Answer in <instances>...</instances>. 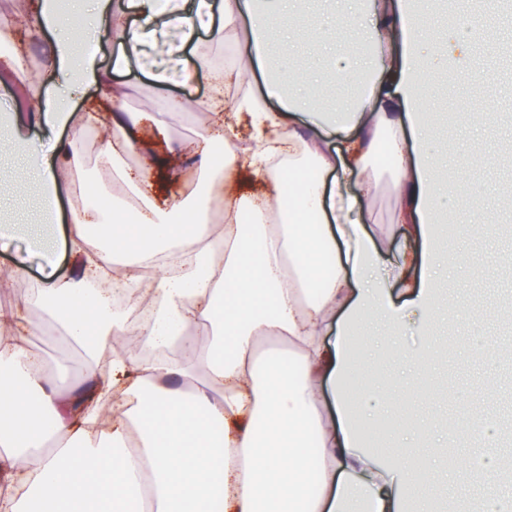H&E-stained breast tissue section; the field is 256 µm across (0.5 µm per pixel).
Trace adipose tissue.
<instances>
[{
  "label": "adipose tissue",
  "mask_w": 512,
  "mask_h": 512,
  "mask_svg": "<svg viewBox=\"0 0 512 512\" xmlns=\"http://www.w3.org/2000/svg\"><path fill=\"white\" fill-rule=\"evenodd\" d=\"M93 2L94 26L119 47L108 67L96 54L75 53L54 0L0 27V44L11 47L0 53V73L33 101L32 113L12 114L0 152L18 155L35 121L52 146L34 176L53 196L62 193L56 171L78 163L58 133L80 135L93 115L65 106L46 72L30 73L18 35L54 34V64L69 94L94 86L116 105L126 87L114 72L148 57L170 27L183 30L165 49L177 61L194 33L222 40L247 23L252 37L239 43L227 76L247 93L196 103L202 135L191 151L203 183L168 209L145 191L150 172L125 161L135 120L115 108L105 115L100 163L130 193L72 209L60 235L74 273L51 274L31 300L42 312L37 331L82 347L94 364L75 389L55 392L18 314L0 310V512H407L415 486L417 512H435L438 499L453 496L456 475L495 479L499 422L485 423L474 442L483 468L455 455L416 458L404 425L392 435L397 455L384 461L363 446L367 426L343 390L353 323L377 314L399 336L411 314L428 324L439 315L433 224L458 181L428 150L432 118L421 90L434 69H472L488 25L475 19L430 32L435 0L337 7L313 35L329 51V79L357 84L360 97L337 101L325 120L301 94L308 75L290 68L278 80L267 76L268 55L296 27L290 0L270 10L257 0ZM339 29L369 41L371 53L334 52ZM381 156L396 175L393 221L404 227L394 290L369 279L385 263L365 207ZM304 158L315 179H305ZM126 211L133 223H114ZM145 266L146 342L161 352L189 349L183 360L139 357L108 319L113 285L141 283ZM197 322L206 342L183 334ZM265 338L279 348H261ZM103 350L111 359L100 366Z\"/></svg>",
  "instance_id": "adipose-tissue-1"
}]
</instances>
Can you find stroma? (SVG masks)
I'll return each mask as SVG.
<instances>
[{
  "instance_id": "obj_1",
  "label": "stroma",
  "mask_w": 512,
  "mask_h": 512,
  "mask_svg": "<svg viewBox=\"0 0 512 512\" xmlns=\"http://www.w3.org/2000/svg\"><path fill=\"white\" fill-rule=\"evenodd\" d=\"M301 26L288 43L284 55L298 67L320 71L322 48L308 30L323 16L322 0H299L295 9ZM487 22L496 24L502 34L497 44L480 46L477 65L487 78L475 82L472 75L459 71L453 77L436 74L428 83L425 97L433 110L435 134L430 149L449 167L465 168L457 211L447 223L437 225L449 248L440 268V307L470 306L467 320L441 317L433 328L412 324L399 338L389 335L382 318H368L360 327L356 343L358 360L350 371L347 390L375 381L390 390L391 408L377 423L376 448L384 456L395 455L389 429L404 421L416 429L412 438L415 451L437 455L435 439L444 426L460 427L476 436L481 421L499 418L512 431V173L502 166L512 158V15L487 12ZM226 52L224 42L196 34L180 66L187 70V83L169 87V95L192 105L208 95L205 71L198 57L216 60ZM126 85L122 104L125 111L145 113L139 135L152 139L160 150L177 148L198 133L189 113L166 112L159 106V94L144 71L141 59L116 73ZM496 99L499 115L493 126L463 122V114L473 112L484 99ZM97 129L79 144L77 167L58 171L68 187L67 195L53 201L46 189L34 182L30 169L18 160L0 156V172L14 184L0 218L10 227L6 247L0 251V309H22L26 323H36L40 311L25 306L26 298L40 290L51 269L72 271L69 253L58 251L47 257L42 243L30 237L27 225L39 224L44 230L70 221V210L81 200L73 192L79 181L94 182L97 189L116 192L111 177L102 175L98 164ZM376 192L370 201V224L387 255L399 245V227L392 222L395 175L389 167L376 168ZM484 191L497 210V220L489 226L471 221L466 199L471 191ZM24 260V277L13 278L5 270ZM430 347L428 358L416 368H407L398 356L407 347ZM34 352L53 356L51 371L58 383L79 378L88 363L82 350L53 343L41 334L28 337Z\"/></svg>"
}]
</instances>
